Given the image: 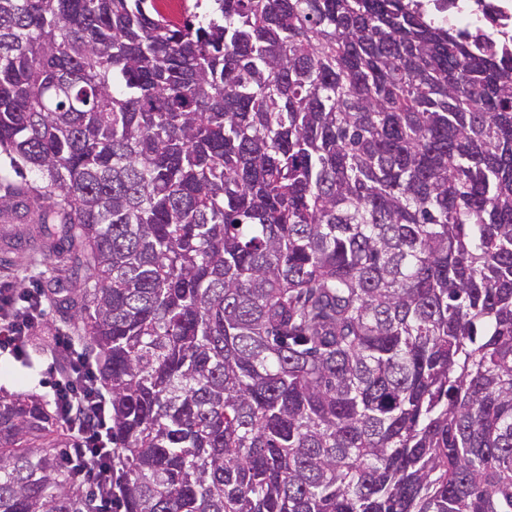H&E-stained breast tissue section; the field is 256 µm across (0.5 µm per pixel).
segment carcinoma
<instances>
[{
    "label": "carcinoma",
    "instance_id": "1",
    "mask_svg": "<svg viewBox=\"0 0 512 512\" xmlns=\"http://www.w3.org/2000/svg\"><path fill=\"white\" fill-rule=\"evenodd\" d=\"M207 2L0 0V223L85 271L113 512H512V56ZM74 447L0 392V512H86Z\"/></svg>",
    "mask_w": 512,
    "mask_h": 512
}]
</instances>
